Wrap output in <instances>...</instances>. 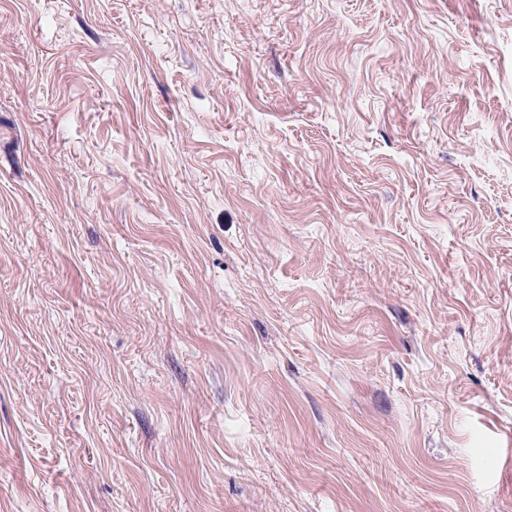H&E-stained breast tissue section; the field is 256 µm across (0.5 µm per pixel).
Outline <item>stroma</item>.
<instances>
[{"instance_id": "35a3bbf8", "label": "stroma", "mask_w": 512, "mask_h": 512, "mask_svg": "<svg viewBox=\"0 0 512 512\" xmlns=\"http://www.w3.org/2000/svg\"><path fill=\"white\" fill-rule=\"evenodd\" d=\"M0 512H512V0H0Z\"/></svg>"}]
</instances>
